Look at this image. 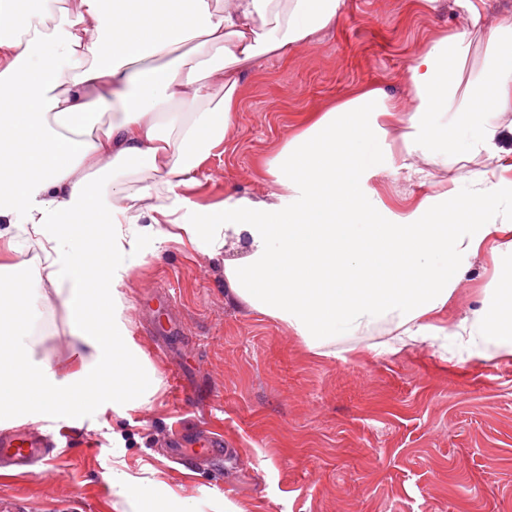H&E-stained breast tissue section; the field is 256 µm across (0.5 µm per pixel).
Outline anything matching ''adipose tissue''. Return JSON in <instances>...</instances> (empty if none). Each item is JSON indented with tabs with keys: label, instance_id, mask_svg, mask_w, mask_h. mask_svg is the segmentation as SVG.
Here are the masks:
<instances>
[{
	"label": "adipose tissue",
	"instance_id": "obj_1",
	"mask_svg": "<svg viewBox=\"0 0 512 512\" xmlns=\"http://www.w3.org/2000/svg\"><path fill=\"white\" fill-rule=\"evenodd\" d=\"M0 0V418L22 422L77 421L83 407L114 415L149 404L151 363L131 338L123 293L146 262V247L170 239L223 261L228 301L277 320L322 352L336 340L387 324L384 346L449 335L469 356L486 344L512 354V332L490 333L481 307L445 333L428 321L448 300L449 258L466 255L495 232L484 202L505 188L480 173L451 234L426 221L442 210L454 187L395 210L371 200L363 208L309 218L317 188L335 186L343 162L359 176L357 189L388 169L421 156L440 167L502 152L498 112L512 111V20L469 28L440 39L407 72L413 93L408 130L393 147L395 110L377 88L355 93L306 128L269 166V199L225 191L217 220L199 221L174 195L199 184L213 151L234 134L233 117L247 67L287 57L335 23L344 0ZM484 37L483 67L469 66L474 38ZM196 40L198 62L175 52ZM165 59L162 67L154 59ZM493 90V109L483 106ZM112 121L101 126L104 112ZM104 214L92 225L90 211ZM36 261L17 260L21 241ZM108 259L109 287L92 292L86 271L97 253ZM288 256L292 277L269 271ZM404 258L420 288L373 279L376 256ZM369 274L361 295L316 288L309 278L327 264ZM40 286L44 301L66 313L71 354L45 367L28 325L32 297L17 280Z\"/></svg>",
	"mask_w": 512,
	"mask_h": 512
}]
</instances>
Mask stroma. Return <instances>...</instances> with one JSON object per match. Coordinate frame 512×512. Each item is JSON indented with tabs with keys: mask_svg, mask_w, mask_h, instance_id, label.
I'll use <instances>...</instances> for the list:
<instances>
[{
	"mask_svg": "<svg viewBox=\"0 0 512 512\" xmlns=\"http://www.w3.org/2000/svg\"><path fill=\"white\" fill-rule=\"evenodd\" d=\"M476 12L488 28L512 14V0H345L312 44L243 75L235 133L199 185L180 189L186 208L216 205L228 189L269 196V164L307 118L359 90L389 96L400 135L411 61ZM369 186L389 205L440 191L402 170ZM492 213L498 230L458 259L437 325L512 304L498 288L512 273L503 247L512 204H494ZM125 295L156 394L122 419L91 406L75 424L35 423L69 439L40 480L0 478V504L13 512H116V469L142 480L156 512L183 501L218 512L226 499L243 512H512V354L490 345L471 359L437 344L382 353L379 328L319 355L276 320L227 302L215 261L175 242L132 274ZM32 319L38 357L65 359L63 310L39 300ZM208 431L224 438L222 463L187 467L171 458L172 441Z\"/></svg>",
	"mask_w": 512,
	"mask_h": 512,
	"instance_id": "obj_1",
	"label": "stroma"
}]
</instances>
